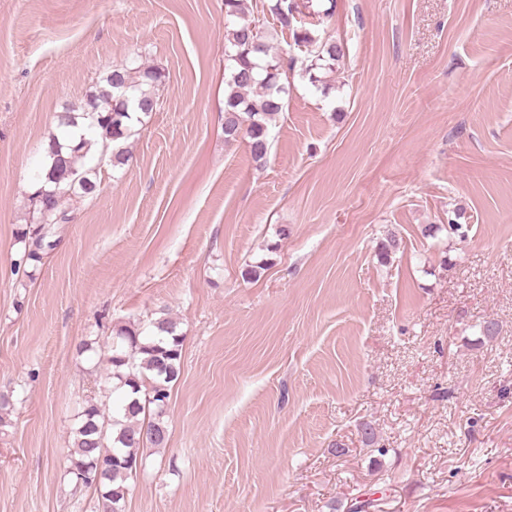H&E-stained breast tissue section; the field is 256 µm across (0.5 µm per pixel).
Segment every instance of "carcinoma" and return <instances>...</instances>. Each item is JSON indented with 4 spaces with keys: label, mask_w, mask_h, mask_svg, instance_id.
<instances>
[{
    "label": "carcinoma",
    "mask_w": 512,
    "mask_h": 512,
    "mask_svg": "<svg viewBox=\"0 0 512 512\" xmlns=\"http://www.w3.org/2000/svg\"><path fill=\"white\" fill-rule=\"evenodd\" d=\"M335 10L336 0H267L262 5L273 25L304 48L305 57L299 61L273 53L264 23L251 16L247 0H224L229 74L224 80L222 129L225 140L247 142L254 162H266L268 125L283 111L286 73L299 62L311 83H323L344 60V46L314 30ZM164 78L161 69L134 57L112 69L105 85L87 97L80 111L56 115L60 134H50L44 147L42 167L48 179L38 181L28 195L32 222L20 235L23 250L14 262L15 271L26 275L28 268L42 262L53 247L49 239L55 236V226L71 221L68 199L98 194L102 165H127L130 154L124 143L137 135L142 117L156 110ZM96 144L98 158L92 159L89 153ZM183 341L170 318L152 321L147 335L122 325L112 337L108 363L113 390L124 389L133 398L117 405L110 417L94 403L83 408L69 466L79 484L98 493V512H124L141 453L148 447H166L164 407L181 372Z\"/></svg>",
    "instance_id": "1"
}]
</instances>
